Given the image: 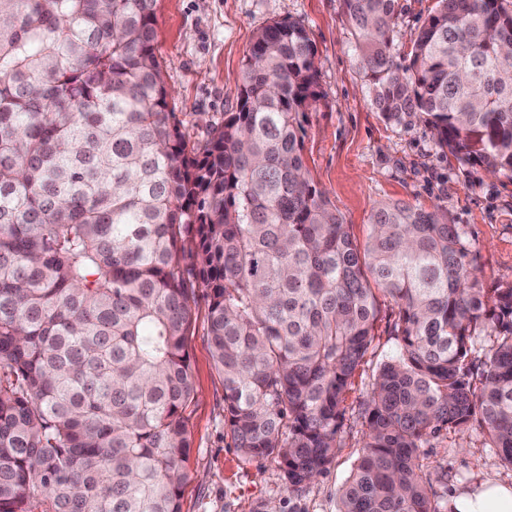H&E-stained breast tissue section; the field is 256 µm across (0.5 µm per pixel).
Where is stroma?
Instances as JSON below:
<instances>
[{"label":"stroma","mask_w":512,"mask_h":512,"mask_svg":"<svg viewBox=\"0 0 512 512\" xmlns=\"http://www.w3.org/2000/svg\"><path fill=\"white\" fill-rule=\"evenodd\" d=\"M435 0H396L391 52L408 61L411 36ZM156 54L176 112L190 141L236 111L243 62L252 37L278 19L302 22L316 48L318 97L302 116L304 154L316 186L336 206L358 242H366L375 208L385 201L440 207L459 225L485 287L512 284V173L490 174L435 149L430 128L417 118L387 122L373 105L353 52L356 37L342 0H158ZM209 299L198 291L188 338L196 391L186 412L190 479L182 512H338L340 490L362 453V410L377 368L394 349L398 313L381 299L372 349L346 400L340 446L328 469L302 489L288 486L271 458L242 456L224 428V381L206 338ZM422 476L436 495L479 474L512 482V469L480 430L440 432L420 450Z\"/></svg>","instance_id":"obj_1"}]
</instances>
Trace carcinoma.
Instances as JSON below:
<instances>
[{"label": "carcinoma", "instance_id": "obj_1", "mask_svg": "<svg viewBox=\"0 0 512 512\" xmlns=\"http://www.w3.org/2000/svg\"><path fill=\"white\" fill-rule=\"evenodd\" d=\"M156 5L0 0V512H181L200 288L224 426L294 490L340 447L388 296L396 351L340 512H447L421 475L428 436L475 427L512 468V284L479 283L438 207L381 203L359 246L304 160L317 68L298 21L256 32L238 110L190 142ZM343 7L387 121L512 172L507 0H437L403 68L395 0Z\"/></svg>", "mask_w": 512, "mask_h": 512}]
</instances>
